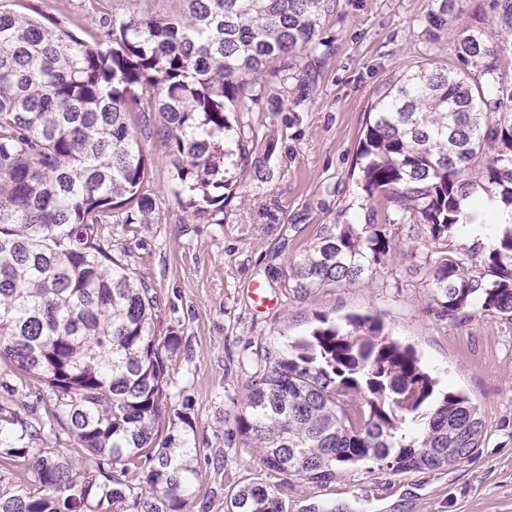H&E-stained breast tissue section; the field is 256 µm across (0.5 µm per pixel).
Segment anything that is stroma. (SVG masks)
Returning <instances> with one entry per match:
<instances>
[{
    "mask_svg": "<svg viewBox=\"0 0 512 512\" xmlns=\"http://www.w3.org/2000/svg\"><path fill=\"white\" fill-rule=\"evenodd\" d=\"M16 11L34 5L85 35L83 0H0ZM431 0H340L322 23L325 46L293 78L265 74L247 118L273 134L262 175L235 171L224 191V221L185 213L169 186L165 147L149 142L155 202L152 224H107L135 279L156 298L157 335L179 338L166 361L169 412H187L198 476L184 512H228L245 484H279L256 449L224 438V417L241 411L248 380L266 351L307 338L319 318L378 317L393 340L413 348L439 389L460 391L486 422L487 438L471 457L437 470L352 471L281 490L286 512H512V319L477 312L453 323L437 318L418 260L407 254L412 228L396 238L376 278L305 296L282 288L270 264L286 266L322 225L362 224L370 203L353 169L366 114L389 79L417 72L428 42L423 20Z\"/></svg>",
    "mask_w": 512,
    "mask_h": 512,
    "instance_id": "35a3bbf8",
    "label": "stroma"
}]
</instances>
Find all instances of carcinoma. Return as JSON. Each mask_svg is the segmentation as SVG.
Segmentation results:
<instances>
[{
    "mask_svg": "<svg viewBox=\"0 0 512 512\" xmlns=\"http://www.w3.org/2000/svg\"><path fill=\"white\" fill-rule=\"evenodd\" d=\"M80 38L37 9L0 5V512H183L197 449L159 438L171 395L151 288L134 279L103 225L149 224L151 165L164 141L182 207L224 223V175L247 166L258 138L230 113L272 66L282 80L316 56L323 16L337 0H178L165 16L124 14L88 0ZM471 0H432L426 33L451 38L456 62L383 85L358 158L382 223L325 224L273 278L302 296L371 279L394 250L393 230H422L426 286L443 320L512 316V227L456 250L463 202L481 190L512 211V0H490L498 38ZM158 113L161 126L151 122ZM140 118L139 127L129 124ZM48 393H42V389ZM226 433L256 448L268 469L322 485L370 473L434 470L485 442L479 409L439 392L416 352L371 316L326 317L310 337L251 379ZM70 434L76 453L51 446ZM28 463L25 473L9 469ZM231 512H284L277 485L246 484Z\"/></svg>",
    "mask_w": 512,
    "mask_h": 512,
    "instance_id": "cac0c4a2",
    "label": "carcinoma"
}]
</instances>
